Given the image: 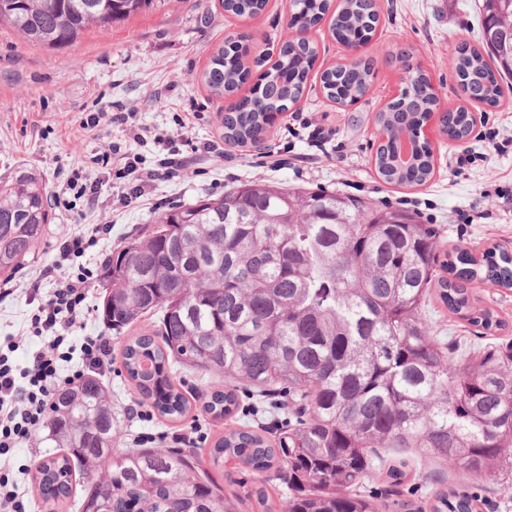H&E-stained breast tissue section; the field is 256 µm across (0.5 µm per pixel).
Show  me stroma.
<instances>
[{
    "mask_svg": "<svg viewBox=\"0 0 512 512\" xmlns=\"http://www.w3.org/2000/svg\"><path fill=\"white\" fill-rule=\"evenodd\" d=\"M380 24L372 44L351 53L336 43L327 24L313 29L319 46L318 71L355 60L368 62L367 93L353 106L342 108L322 92L311 77L301 100L283 113L269 130L263 147L225 148L221 118L227 101L213 95L201 80L218 45L245 37L249 77L238 97L249 96L253 84L277 60L281 45L294 32L289 0H268L260 15L225 14L221 0H155L153 6L102 30L82 32L69 46L53 50L27 42L10 27L0 28V177L22 172L38 177L48 191L60 190L85 158L102 142L123 143L119 127L80 131L81 117L93 112L127 113L132 123L158 133L176 131L181 119L191 124L178 147L191 156L187 169L170 174L157 171L147 204H134L112 220L110 234L89 248L86 263L92 309L84 325L71 332L73 345L105 332L101 303V273L107 254L143 232L146 225L171 206L215 198L241 183L271 181L283 186L323 189L363 199L375 208H406L424 224L442 229L439 251L465 248L480 253L490 245L512 253V79L502 81L498 107L473 105L477 122L471 138L458 145L433 142L435 170L429 182L397 187L378 175L373 155L378 142L375 118L403 86V63L426 68L442 108L460 105L453 60L458 47L480 46L482 20L478 0H379ZM53 220L21 270L1 279L0 288L14 293L0 302V353L25 365L32 345L11 349L14 337L28 334L35 305L31 288L48 292L54 278L45 276L64 237L86 224L104 220L105 212L85 200L71 208L52 209ZM482 305L494 309L507 330L479 335L439 303L427 309V319L441 336L485 345L512 342V289L478 282L472 287ZM124 335H113L112 371L103 382L110 391L112 414L124 433L121 449L137 447L139 435L183 434L202 428V447H210L224 426L194 408L185 422L170 423L156 414L138 419L128 415L135 394L121 373L119 351ZM454 485L449 463L417 464L403 484L385 478L366 479V488H380L387 501L419 506L425 492ZM478 512H512V468H500L480 486Z\"/></svg>",
    "mask_w": 512,
    "mask_h": 512,
    "instance_id": "obj_1",
    "label": "stroma"
}]
</instances>
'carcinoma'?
Segmentation results:
<instances>
[{
	"mask_svg": "<svg viewBox=\"0 0 512 512\" xmlns=\"http://www.w3.org/2000/svg\"><path fill=\"white\" fill-rule=\"evenodd\" d=\"M224 11L254 17L264 0H222ZM153 0H0V25L50 49L89 27L109 28ZM291 20L307 31L330 16L328 30L347 47L369 39L376 0H292ZM482 48L457 52L463 100L500 104L499 78H512V0H482ZM240 44L220 46L202 80L218 96L247 77ZM318 56L294 40L222 120L224 141L245 144L267 117L297 104ZM370 68L357 62L324 70L326 98L340 106L367 91ZM440 102L429 75L416 70L401 99L380 113L385 133L374 155L381 179L420 186L434 173L431 145L417 130ZM443 132L463 142L473 130L464 105L446 109ZM53 215L46 186L31 174L0 181V277L10 278L43 240ZM441 229L401 209L370 208L335 192L251 181L216 198L174 206L113 251L102 267L105 326L135 328L121 349L127 379L157 414L177 423L192 411L185 370L207 378L204 411L233 418L239 384L288 402L277 442L260 429L233 427L207 458L190 448L117 451L122 431L100 377L89 373L55 393L42 426L63 453L31 476L39 497L59 507L73 475L91 477L77 512H89L100 484L112 512H234L214 473L234 458L256 473L288 468V493L273 500L263 484L250 496L260 512H381L377 492L361 490L377 471L399 481L409 462L448 461L463 491L432 495L431 512H476L465 492L512 451V343L453 362L456 354L425 318L430 297L486 332L506 328L476 305L474 282L512 288V253L438 252Z\"/></svg>",
	"mask_w": 512,
	"mask_h": 512,
	"instance_id": "carcinoma-1",
	"label": "carcinoma"
}]
</instances>
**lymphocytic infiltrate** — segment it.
<instances>
[{"label":"lymphocytic infiltrate","mask_w":512,"mask_h":512,"mask_svg":"<svg viewBox=\"0 0 512 512\" xmlns=\"http://www.w3.org/2000/svg\"><path fill=\"white\" fill-rule=\"evenodd\" d=\"M112 122L126 126L134 142L153 140L159 146L158 167L176 171L187 167V158L172 148L170 137L151 134L142 126H133L127 116L112 115ZM92 164L114 166V177L124 186L118 196L121 205H129L142 197L153 179V171L140 166L139 155L120 152L117 146L106 142L91 158ZM89 312L87 306V277L80 274L64 282L41 304L31 318L35 337L42 344L33 355L30 366L17 369L13 362L0 354V457L11 455L14 448L30 443L43 425L51 400L59 388L63 363L80 358L74 377L85 372L100 374L112 368V345L103 335L86 337L80 347H73L67 329L83 323Z\"/></svg>","instance_id":"lymphocytic-infiltrate-1"}]
</instances>
